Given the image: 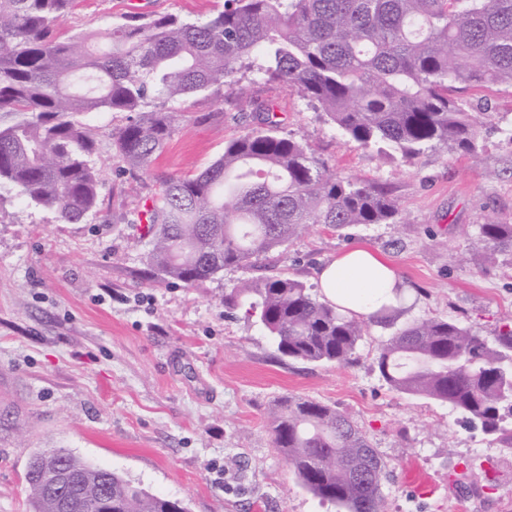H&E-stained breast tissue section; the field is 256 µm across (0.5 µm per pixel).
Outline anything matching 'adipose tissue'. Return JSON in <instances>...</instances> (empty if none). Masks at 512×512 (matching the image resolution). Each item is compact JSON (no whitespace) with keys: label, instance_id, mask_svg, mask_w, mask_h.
<instances>
[{"label":"adipose tissue","instance_id":"1","mask_svg":"<svg viewBox=\"0 0 512 512\" xmlns=\"http://www.w3.org/2000/svg\"><path fill=\"white\" fill-rule=\"evenodd\" d=\"M318 276L325 299L366 318L392 304L401 285L388 262L359 245L324 264Z\"/></svg>","mask_w":512,"mask_h":512}]
</instances>
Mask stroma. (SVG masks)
<instances>
[{
    "label": "stroma",
    "instance_id": "obj_1",
    "mask_svg": "<svg viewBox=\"0 0 512 512\" xmlns=\"http://www.w3.org/2000/svg\"><path fill=\"white\" fill-rule=\"evenodd\" d=\"M224 0H78L62 37L107 38L133 12L203 21ZM284 136L305 137L330 168L387 187L398 224L315 229L268 268L232 267L189 286L151 275L137 213L172 177L194 175L254 127L209 92L171 102L175 130L149 171L131 176L112 152L122 112H90L101 209L78 224L0 190V512H28L33 452L65 448L188 512H338L303 488L272 444L268 409L318 401L355 420L388 464V512H512V449L465 424L447 404L396 393L374 368L375 327L350 366L280 358L262 326L225 315L227 288L262 273L319 295L318 269L357 244L386 259L407 287L404 320L442 317L485 340L512 318V257L484 275L477 226L489 211L512 224V87L474 91L485 113L478 155L428 148L406 160L344 137L295 90L256 82ZM432 480L409 486L410 468ZM494 480L486 482L484 471Z\"/></svg>",
    "mask_w": 512,
    "mask_h": 512
}]
</instances>
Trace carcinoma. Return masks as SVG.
<instances>
[{
    "mask_svg": "<svg viewBox=\"0 0 512 512\" xmlns=\"http://www.w3.org/2000/svg\"><path fill=\"white\" fill-rule=\"evenodd\" d=\"M76 0H0V187L51 210L62 224L97 211L101 184L86 112H130L112 134L116 154L145 172L170 139L169 102L224 89V104L252 112L253 129L193 177L152 197L147 260L187 285L269 256L320 224H396L381 186L328 168L309 146L279 134L276 107L257 103L255 77L287 85L364 148L385 144L412 160L427 148L474 156L481 113L466 94L512 86V0H224L204 22L131 13L109 43L57 29ZM478 234L487 262L512 253V224L489 213ZM254 316L283 358L349 366L373 325L393 332L376 366L393 390L448 404L512 449V320L493 341L454 319L395 326L401 295L373 319L319 301L297 280L262 276L224 290V313ZM274 447L300 484L340 512H385L387 464L361 428L320 402L285 397L268 413ZM44 454L86 478L89 507L103 493L112 512H187L112 472L86 469L62 448L31 455L29 512H56L36 469Z\"/></svg>",
    "mask_w": 512,
    "mask_h": 512,
    "instance_id": "obj_1",
    "label": "carcinoma"
}]
</instances>
